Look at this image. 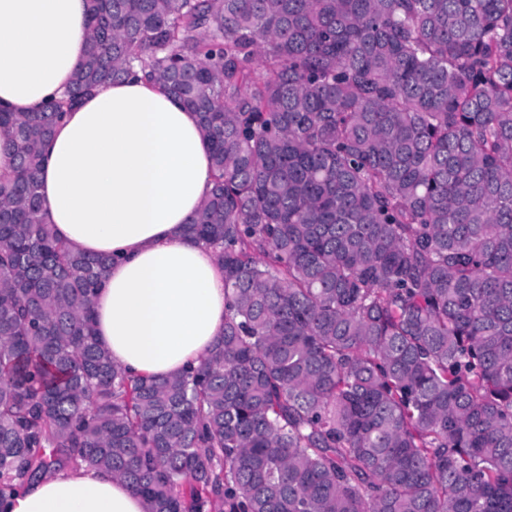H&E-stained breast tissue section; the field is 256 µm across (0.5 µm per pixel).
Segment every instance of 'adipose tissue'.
I'll return each instance as SVG.
<instances>
[{
    "label": "adipose tissue",
    "mask_w": 512,
    "mask_h": 512,
    "mask_svg": "<svg viewBox=\"0 0 512 512\" xmlns=\"http://www.w3.org/2000/svg\"><path fill=\"white\" fill-rule=\"evenodd\" d=\"M86 0H0V109L33 112L69 88L88 46ZM211 169L198 116L139 77L67 112L44 148L45 219L74 249L108 257L95 328L114 365L147 378L199 367L224 331V276L185 226ZM1 512H147L124 480L54 470Z\"/></svg>",
    "instance_id": "adipose-tissue-1"
}]
</instances>
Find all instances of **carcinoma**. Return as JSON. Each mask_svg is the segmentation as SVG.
<instances>
[{"label":"carcinoma","mask_w":512,"mask_h":512,"mask_svg":"<svg viewBox=\"0 0 512 512\" xmlns=\"http://www.w3.org/2000/svg\"><path fill=\"white\" fill-rule=\"evenodd\" d=\"M66 96L0 111V503L57 467L150 512H512V0H88ZM139 67L196 112L204 365L132 378L43 147Z\"/></svg>","instance_id":"cac0c4a2"}]
</instances>
